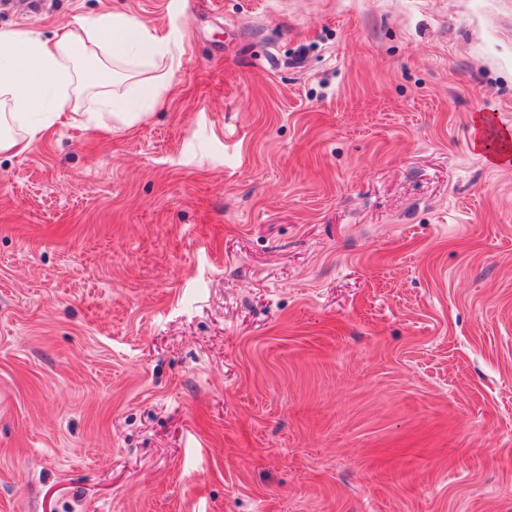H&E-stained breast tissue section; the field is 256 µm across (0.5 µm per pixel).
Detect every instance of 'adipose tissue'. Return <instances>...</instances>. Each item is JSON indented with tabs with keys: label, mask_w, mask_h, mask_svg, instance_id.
Instances as JSON below:
<instances>
[{
	"label": "adipose tissue",
	"mask_w": 512,
	"mask_h": 512,
	"mask_svg": "<svg viewBox=\"0 0 512 512\" xmlns=\"http://www.w3.org/2000/svg\"><path fill=\"white\" fill-rule=\"evenodd\" d=\"M173 66L168 42L122 13L81 17L46 39L0 29V153L25 152L63 117L140 122L161 105Z\"/></svg>",
	"instance_id": "obj_1"
}]
</instances>
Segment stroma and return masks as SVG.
Masks as SVG:
<instances>
[{
	"label": "stroma",
	"mask_w": 512,
	"mask_h": 512,
	"mask_svg": "<svg viewBox=\"0 0 512 512\" xmlns=\"http://www.w3.org/2000/svg\"><path fill=\"white\" fill-rule=\"evenodd\" d=\"M172 34L140 123L0 154V512H512V0H6Z\"/></svg>",
	"instance_id": "35a3bbf8"
}]
</instances>
